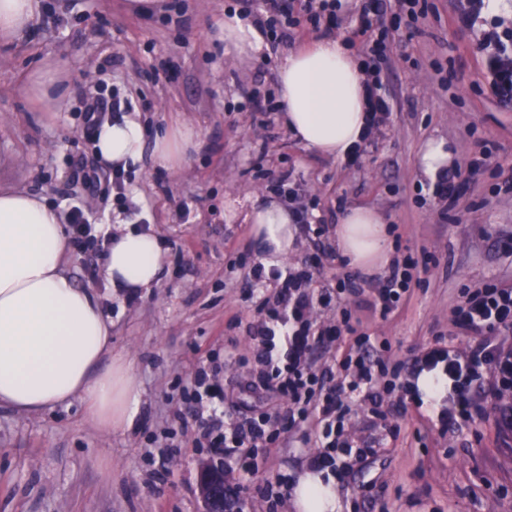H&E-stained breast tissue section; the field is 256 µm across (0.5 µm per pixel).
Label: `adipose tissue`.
Returning a JSON list of instances; mask_svg holds the SVG:
<instances>
[{
	"instance_id": "ef3b65f1",
	"label": "adipose tissue",
	"mask_w": 512,
	"mask_h": 512,
	"mask_svg": "<svg viewBox=\"0 0 512 512\" xmlns=\"http://www.w3.org/2000/svg\"><path fill=\"white\" fill-rule=\"evenodd\" d=\"M41 12V0H0V41L21 38ZM280 119L292 137L325 158H345L365 132L367 89L361 60L336 37H318L288 55L276 71ZM72 80L68 58L47 47L26 96L52 111ZM201 145L198 129L180 122L146 141L138 118L105 122L95 150L111 168L149 158L178 171ZM246 223L267 265L287 258L295 238L292 215L276 198L254 199ZM106 281L136 292L153 287L167 260L154 227L106 229ZM388 228L370 207H353L336 227V245L351 265L372 272L389 261ZM68 229L39 195L0 189V405L38 413L81 397L91 420L107 429L132 426L140 391L131 361L110 357L112 323L98 293L76 286L65 270ZM338 482L329 471L304 470L294 482L297 512H338Z\"/></svg>"
}]
</instances>
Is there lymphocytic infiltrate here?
Listing matches in <instances>:
<instances>
[{"label":"lymphocytic infiltrate","mask_w":512,"mask_h":512,"mask_svg":"<svg viewBox=\"0 0 512 512\" xmlns=\"http://www.w3.org/2000/svg\"><path fill=\"white\" fill-rule=\"evenodd\" d=\"M418 5L419 0H363L354 18L357 34L365 39L369 130L385 124L391 111L375 65L385 51L387 38L379 22L388 13L417 18ZM483 48L487 81L497 98L512 103V30L485 32ZM253 275L274 285L273 295L262 293L255 297L258 308L265 313L264 322L252 333L254 361L259 368L255 381L288 399L285 420L301 431L302 443H320L323 452L314 458L317 467L331 468L337 477H344L350 458L358 453L342 437L348 404L356 397L376 402L380 396L378 377L387 375L389 369L374 359V341L369 334L362 333L354 348L339 361L341 380H334L328 371L319 375L312 372L308 366L310 356L318 347L333 342L336 332L318 326L313 319L317 298L311 267L266 272L258 266ZM416 275L413 260L394 265L373 289L369 307L384 318L393 314ZM453 316L455 324L469 338L466 349L461 351L443 344L423 348L412 359L411 380L404 384L399 379H390L387 388L403 389L416 398L420 395L419 378L440 373L449 392L448 406L439 420L442 426L461 433L482 411L472 383L483 370L497 373L503 389L512 388V353H504L493 341L494 336L512 334V283H488L467 291L462 303L454 308ZM207 380V372H200L199 389L190 397L191 415L198 425L199 437L223 454L225 466L230 467L238 464L246 449L271 443L283 419L269 413L245 415L236 420L223 418L200 391Z\"/></svg>","instance_id":"lymphocytic-infiltrate-1"}]
</instances>
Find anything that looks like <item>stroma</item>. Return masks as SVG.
I'll use <instances>...</instances> for the list:
<instances>
[{
  "instance_id": "obj_1",
  "label": "stroma",
  "mask_w": 512,
  "mask_h": 512,
  "mask_svg": "<svg viewBox=\"0 0 512 512\" xmlns=\"http://www.w3.org/2000/svg\"><path fill=\"white\" fill-rule=\"evenodd\" d=\"M167 2L168 12L149 14L130 11L127 0H89L74 10L66 0H43L26 37L0 45V186L44 196L63 214L79 200L105 225H153L170 257L154 288L130 296L107 284L98 243L71 247L72 279L103 296L112 353L133 364L140 412L132 427L108 431L78 399L36 415L1 405L0 512H202L197 465H220L224 457L197 442L195 425L181 422L197 372L217 369L224 411L258 414L281 405L250 383L249 333L261 318L250 294L261 257L249 247L248 198L273 193L316 218L297 225L282 266L324 251L314 286L331 301L313 317L354 327L313 353L317 373L335 367L359 333L378 337L375 354L391 363L439 340L465 348L452 308L467 290L512 282V194L497 190L512 179V104L488 88L481 27L456 25L466 0H420L414 24L382 18L389 44L379 67L391 115L352 167L318 156L278 120L275 70L318 29L300 23L277 48L241 57L218 37L241 0ZM49 41L68 57L74 83L58 111L40 112L22 88ZM249 94L267 111L245 108ZM98 97L114 105L107 120L134 112L150 133L186 121L205 142L183 170L144 162L124 172L134 211L82 187L83 166L99 161L85 133L84 102ZM431 140L447 142L453 154L460 184L454 203L434 194L418 165ZM488 147L493 153L482 172L472 173L471 159ZM354 206L387 213L393 257L418 264V282L386 320L338 291L339 281L357 275L367 290L385 277L361 273L337 252L336 226ZM490 402L492 411L461 434L440 431L439 408L428 399L401 413L398 397L388 396L383 421L352 405L349 438L368 452L339 483L341 512H512V429L500 421L512 392ZM315 453L294 432L277 430L275 441L250 457L251 473L232 475L247 512H294L291 498H270L268 490L294 482Z\"/></svg>"
}]
</instances>
